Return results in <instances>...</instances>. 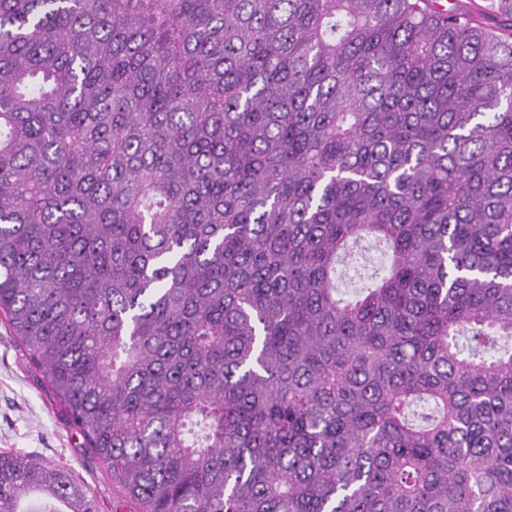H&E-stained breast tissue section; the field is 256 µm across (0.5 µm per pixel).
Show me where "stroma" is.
Returning <instances> with one entry per match:
<instances>
[{
	"label": "stroma",
	"instance_id": "obj_1",
	"mask_svg": "<svg viewBox=\"0 0 512 512\" xmlns=\"http://www.w3.org/2000/svg\"><path fill=\"white\" fill-rule=\"evenodd\" d=\"M83 439L61 417L58 400L0 321V451H20L65 466L95 497L98 512H138Z\"/></svg>",
	"mask_w": 512,
	"mask_h": 512
}]
</instances>
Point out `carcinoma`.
I'll return each instance as SVG.
<instances>
[{"label":"carcinoma","instance_id":"1","mask_svg":"<svg viewBox=\"0 0 512 512\" xmlns=\"http://www.w3.org/2000/svg\"><path fill=\"white\" fill-rule=\"evenodd\" d=\"M0 316L139 512H512V28L0 0Z\"/></svg>","mask_w":512,"mask_h":512}]
</instances>
